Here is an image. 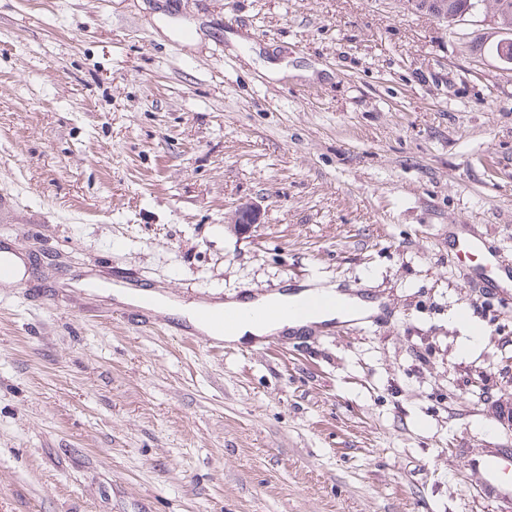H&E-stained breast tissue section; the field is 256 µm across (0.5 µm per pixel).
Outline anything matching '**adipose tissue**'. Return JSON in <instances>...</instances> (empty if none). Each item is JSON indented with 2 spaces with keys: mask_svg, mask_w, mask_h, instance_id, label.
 <instances>
[{
  "mask_svg": "<svg viewBox=\"0 0 512 512\" xmlns=\"http://www.w3.org/2000/svg\"><path fill=\"white\" fill-rule=\"evenodd\" d=\"M115 297L122 302L136 305L140 308L152 310L159 313H167L185 319L197 330L205 332L213 339H227L228 342H249L265 335L274 333H288L296 330L306 329L311 325H324L337 319H351L367 316L376 312L377 306L371 302H365L359 299H348L346 294L337 292L333 298L336 302H348L347 310H339L334 306L313 310L305 314H295L292 317H279L266 322H258L252 318L253 310L274 306L279 308L297 309L304 300L309 297L310 292L306 289H292L285 292H279L273 295H260L249 299L235 301L234 309L240 311L241 317L235 326L229 332H222L219 326L204 322L199 318V312L202 308L218 312L223 310L224 305L220 302H213L210 305L194 302L182 304L158 292L131 286L117 287L114 292Z\"/></svg>",
  "mask_w": 512,
  "mask_h": 512,
  "instance_id": "1",
  "label": "adipose tissue"
}]
</instances>
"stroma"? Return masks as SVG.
I'll return each mask as SVG.
<instances>
[{
	"label": "stroma",
	"instance_id": "1",
	"mask_svg": "<svg viewBox=\"0 0 512 512\" xmlns=\"http://www.w3.org/2000/svg\"><path fill=\"white\" fill-rule=\"evenodd\" d=\"M498 39L486 2L0 0V512H498L466 457L512 448V305L451 256L512 271ZM119 278L383 313L228 343ZM463 0H408L412 10L417 12H425L436 16L441 22L450 24L448 22V11L455 10L457 5ZM260 221V211L248 203L238 205L231 218V223L237 224L241 233H248L255 226L254 224H260ZM453 326L464 327L467 331L468 340L465 344L466 350L477 348L483 341L484 335L481 327L464 316L461 311L454 312L448 321Z\"/></svg>",
	"mask_w": 512,
	"mask_h": 512
}]
</instances>
